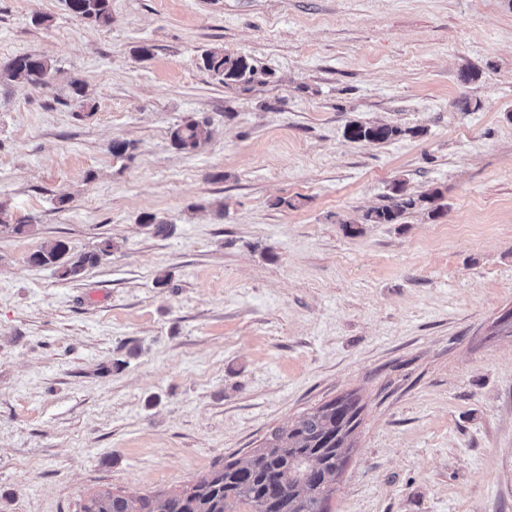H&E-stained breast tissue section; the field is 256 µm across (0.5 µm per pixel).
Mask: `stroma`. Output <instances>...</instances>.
Listing matches in <instances>:
<instances>
[{"instance_id":"obj_1","label":"stroma","mask_w":512,"mask_h":512,"mask_svg":"<svg viewBox=\"0 0 512 512\" xmlns=\"http://www.w3.org/2000/svg\"><path fill=\"white\" fill-rule=\"evenodd\" d=\"M21 54L59 74L0 84V512L180 488L347 392L330 512H512V0H0ZM398 181L440 213L361 223ZM67 10L94 24H107L111 19L110 0H65ZM202 62L224 84H249L257 73L256 67L245 57L231 56L224 54V51H206ZM211 122L205 117H191L170 131V143L181 152H193L204 145L211 135ZM401 133V128L386 124L366 125L361 123H352L347 129V134L350 139L375 143L387 142L401 135ZM69 251L64 241L56 240L32 254L31 259L36 257V265L56 268L61 277H77L86 265L96 263L100 256L93 252L67 257Z\"/></svg>"}]
</instances>
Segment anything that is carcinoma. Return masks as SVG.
Here are the masks:
<instances>
[{
  "label": "carcinoma",
  "instance_id": "cac0c4a2",
  "mask_svg": "<svg viewBox=\"0 0 512 512\" xmlns=\"http://www.w3.org/2000/svg\"><path fill=\"white\" fill-rule=\"evenodd\" d=\"M67 10L94 24L111 19L110 0H65ZM204 67L224 84H249L256 67L243 56L222 51H207ZM54 78L51 63L39 56H16L0 64V83L21 82L34 88L49 86ZM211 122L205 117H191L170 131L171 146L181 152H193L211 135ZM347 134L355 141L383 143L403 134L386 124L352 123ZM416 200L404 193L402 183L394 186L391 204L368 210L365 224H397ZM100 253L69 255V247L56 240L32 254L35 264L55 268L62 277H77L96 263ZM353 395L338 396L306 413L286 428L272 430L263 445L221 464L177 492L164 495L125 496L102 491L89 497L80 512H234L246 506L249 512H329L328 503L336 492L353 448L352 439L342 430L353 421L347 409L357 405Z\"/></svg>",
  "mask_w": 512,
  "mask_h": 512
}]
</instances>
